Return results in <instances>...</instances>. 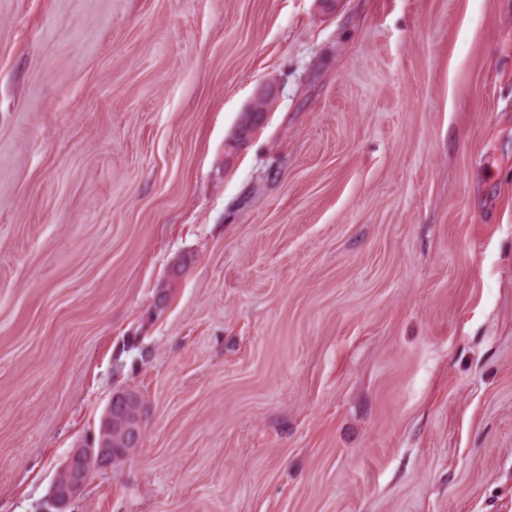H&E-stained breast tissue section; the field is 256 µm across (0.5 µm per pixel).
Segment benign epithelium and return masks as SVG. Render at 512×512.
I'll list each match as a JSON object with an SVG mask.
<instances>
[{
	"instance_id": "obj_1",
	"label": "benign epithelium",
	"mask_w": 512,
	"mask_h": 512,
	"mask_svg": "<svg viewBox=\"0 0 512 512\" xmlns=\"http://www.w3.org/2000/svg\"><path fill=\"white\" fill-rule=\"evenodd\" d=\"M278 96L272 85L260 88L252 113L253 129L261 127ZM145 402L135 389L115 392L101 417L98 430L72 448L57 471L44 512H67L70 503L84 490L91 472H110L127 449L140 446L144 430Z\"/></svg>"
}]
</instances>
